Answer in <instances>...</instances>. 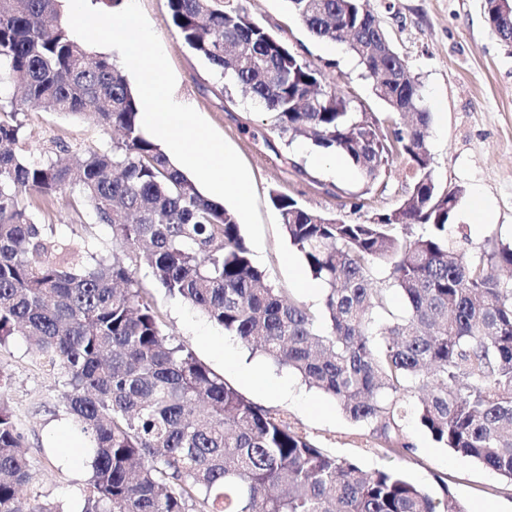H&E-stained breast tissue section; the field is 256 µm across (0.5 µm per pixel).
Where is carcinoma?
Returning <instances> with one entry per match:
<instances>
[{"instance_id":"obj_1","label":"carcinoma","mask_w":512,"mask_h":512,"mask_svg":"<svg viewBox=\"0 0 512 512\" xmlns=\"http://www.w3.org/2000/svg\"><path fill=\"white\" fill-rule=\"evenodd\" d=\"M315 38L344 42L389 109L356 110L321 68L284 48L237 0H167L173 25L216 72L266 108L278 137L303 136L376 184L394 157L412 183L362 222L327 217L274 191L290 244L325 286L316 311L256 267L236 212L144 137L136 91L62 20L61 0H0V348L20 336L60 370L66 413L88 442L82 512H466L393 470L367 472L319 447L288 415L257 404L166 335L136 277L199 309L253 351L336 401L394 454L405 398L431 438L512 481V244L473 250L449 236L461 190L433 174L431 113L368 0H287ZM512 47V5L482 0ZM121 132L73 161L23 153L26 103ZM421 111L409 123L402 108ZM78 187L76 207L111 229L110 248L56 236L36 197ZM401 299L390 309L389 292ZM25 437L0 399V512H62L26 495Z\"/></svg>"}]
</instances>
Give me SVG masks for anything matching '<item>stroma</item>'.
<instances>
[{
  "instance_id": "stroma-1",
  "label": "stroma",
  "mask_w": 512,
  "mask_h": 512,
  "mask_svg": "<svg viewBox=\"0 0 512 512\" xmlns=\"http://www.w3.org/2000/svg\"><path fill=\"white\" fill-rule=\"evenodd\" d=\"M261 25L272 30L289 49L323 67L327 82L348 91L356 108L379 113L385 106L373 93L372 81L346 44L311 36L292 16L286 0H240ZM159 38L176 77L174 98L193 107L245 163L264 226L261 251L252 253L284 294H298L296 273L303 262L288 265L294 249L285 236L271 191L292 196L309 210L360 222L391 209L405 194L411 174L403 158H395L386 186L366 187L351 169L336 171L329 154L304 139L285 144L270 130L263 104L220 76L185 46L171 21L166 0H139ZM381 16L396 51L420 84L423 103L432 115L429 129L434 174L443 186L462 191L452 225L462 228L469 247L495 236L512 242V49L501 44L484 22L481 0H369ZM32 135L26 154L37 160L53 145L78 151L87 145H111V130L78 116L29 106L19 114ZM72 190L39 201L42 223L56 236L90 237L110 244L109 227L81 226L70 201ZM360 196V211L348 205ZM165 331L188 346L214 372L254 402L287 413L289 422L306 431L319 447L356 460L368 470L392 468L412 483L439 490L448 486L467 512L485 502L512 512V481L481 464L440 447L420 426L415 414L405 420L412 449L392 454L374 447L367 430L352 424L335 402L307 387L288 369L251 353L237 338L226 335L189 303L153 288ZM237 364L229 366L224 350ZM257 367L249 376L247 367ZM0 372L8 377L0 396L11 406L26 437L31 480L30 498L61 503L65 512H81L87 467L84 456L71 455L62 437H75L66 413L61 374L43 367L37 353L22 339L0 350ZM288 384L292 395L281 398L276 383Z\"/></svg>"
}]
</instances>
